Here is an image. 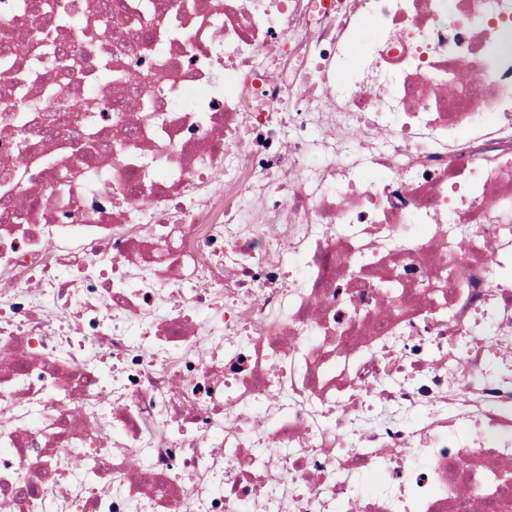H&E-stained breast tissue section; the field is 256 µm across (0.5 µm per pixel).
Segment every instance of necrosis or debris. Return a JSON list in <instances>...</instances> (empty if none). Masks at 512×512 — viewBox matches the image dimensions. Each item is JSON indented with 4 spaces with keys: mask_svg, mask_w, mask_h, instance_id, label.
Returning a JSON list of instances; mask_svg holds the SVG:
<instances>
[{
    "mask_svg": "<svg viewBox=\"0 0 512 512\" xmlns=\"http://www.w3.org/2000/svg\"><path fill=\"white\" fill-rule=\"evenodd\" d=\"M190 2L43 75L76 188L0 221V512H512V0ZM75 108H77L79 112H89L92 114L90 118L93 132H96V129L103 123H112V118L108 115V112H113L112 103L107 100L89 98L76 104Z\"/></svg>",
    "mask_w": 512,
    "mask_h": 512,
    "instance_id": "obj_1",
    "label": "necrosis or debris"
}]
</instances>
